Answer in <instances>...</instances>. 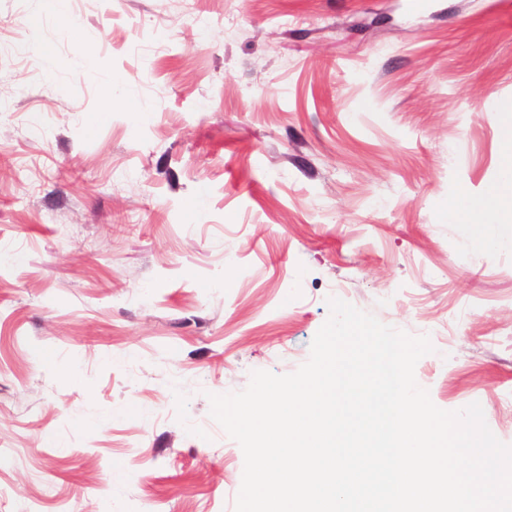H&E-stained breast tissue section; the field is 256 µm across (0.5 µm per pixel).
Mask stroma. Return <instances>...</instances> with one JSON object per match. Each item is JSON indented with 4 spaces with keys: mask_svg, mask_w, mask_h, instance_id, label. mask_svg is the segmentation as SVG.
Listing matches in <instances>:
<instances>
[{
    "mask_svg": "<svg viewBox=\"0 0 512 512\" xmlns=\"http://www.w3.org/2000/svg\"><path fill=\"white\" fill-rule=\"evenodd\" d=\"M510 102L512 0H0V512H235L331 296L512 445ZM506 177L495 187L489 190L478 203L469 200L463 208V199L459 198L448 206V218L457 221L460 214L468 211L471 214H480L483 224L500 223L502 211L505 208L512 209V162L507 164Z\"/></svg>",
    "mask_w": 512,
    "mask_h": 512,
    "instance_id": "stroma-1",
    "label": "stroma"
}]
</instances>
